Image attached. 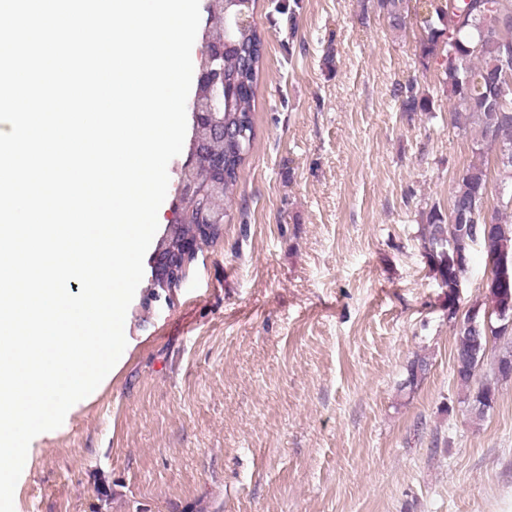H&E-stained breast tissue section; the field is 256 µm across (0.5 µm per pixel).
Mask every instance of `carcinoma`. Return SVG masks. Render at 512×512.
<instances>
[{
	"label": "carcinoma",
	"instance_id": "carcinoma-1",
	"mask_svg": "<svg viewBox=\"0 0 512 512\" xmlns=\"http://www.w3.org/2000/svg\"><path fill=\"white\" fill-rule=\"evenodd\" d=\"M253 0H207L206 12L210 25L203 33L209 60L197 76L194 111L221 112L224 125H239L244 131L240 144L222 143L210 138L203 127L192 132L187 154L198 146L205 154L191 164L183 163L179 181L204 185L211 177L210 160L224 163L221 188L224 207L216 212L214 237L221 236L224 224L230 220L231 203L238 186L239 173L254 137L253 112L257 78L262 63L264 39L257 26L241 27L239 12L252 11ZM376 8L393 31L406 26L409 13L422 15L421 37L417 57L426 67L433 60H442L443 83L455 98L451 112L452 124L463 131L474 132L473 141L480 151L500 153L512 148V84L501 88L489 79V74L505 67L512 51V0H375ZM466 55V70L455 66L449 52ZM393 97L403 112H428L430 100L420 94L412 83H398ZM488 168L485 162L468 166L451 193V201L464 200L475 204L469 223L477 229L454 238V250L472 258L479 246L484 254L501 249L512 256V212L508 206L491 213L484 210ZM208 204L202 194L186 202L177 239L195 233L196 214ZM494 224L490 236L483 233L484 223ZM448 222L443 215L429 210L425 215L422 245L431 257V269L439 282L448 284ZM488 354L483 344L463 332H455L454 365L458 367L459 384L468 391L467 399L476 417L481 418L493 408L496 389L489 382L474 384L477 371ZM427 371L424 357H416L408 366L405 385L412 387Z\"/></svg>",
	"mask_w": 512,
	"mask_h": 512
}]
</instances>
